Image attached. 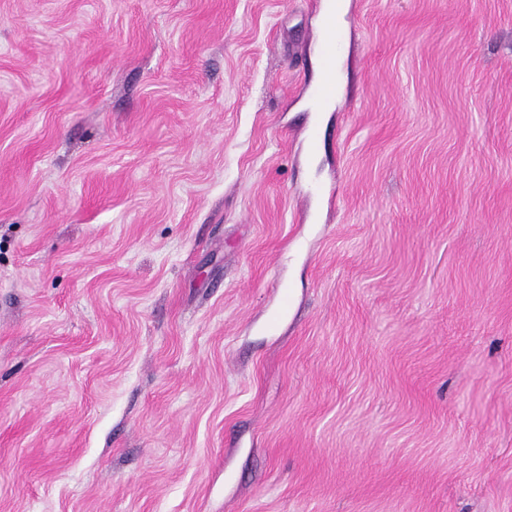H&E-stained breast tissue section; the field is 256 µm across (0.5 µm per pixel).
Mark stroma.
<instances>
[{"instance_id":"1","label":"stroma","mask_w":512,"mask_h":512,"mask_svg":"<svg viewBox=\"0 0 512 512\" xmlns=\"http://www.w3.org/2000/svg\"><path fill=\"white\" fill-rule=\"evenodd\" d=\"M323 4L0 0V512H512V0ZM334 1L322 17L319 77L313 88V106L323 110L329 106L336 94V57L343 44V33L338 23L342 0Z\"/></svg>"}]
</instances>
